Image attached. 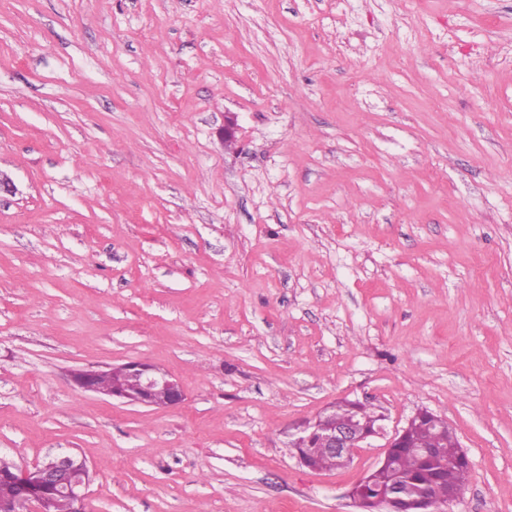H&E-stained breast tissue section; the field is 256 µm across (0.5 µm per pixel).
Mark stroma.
I'll return each mask as SVG.
<instances>
[{
	"label": "stroma",
	"mask_w": 512,
	"mask_h": 512,
	"mask_svg": "<svg viewBox=\"0 0 512 512\" xmlns=\"http://www.w3.org/2000/svg\"><path fill=\"white\" fill-rule=\"evenodd\" d=\"M0 173V456L77 453L88 512H363L427 409L446 512H512V0H0ZM128 361L184 402L71 377ZM344 399L382 435L307 468ZM104 373L111 375L112 373H135L139 377L135 374H126L124 376L123 383L125 388L129 391L127 392L124 390L123 386H121L120 382H112V376ZM99 375H101L99 377L101 386L103 388L112 386L111 389L102 390L99 387L97 383ZM72 378L78 388L83 391L110 396L131 404L143 406L155 405L154 396L159 391L165 394L164 406H178L182 404L185 397L181 384L176 379L152 365L137 361H129L102 372L97 370H78L73 373ZM138 388L139 391L136 392Z\"/></svg>",
	"instance_id": "1"
}]
</instances>
